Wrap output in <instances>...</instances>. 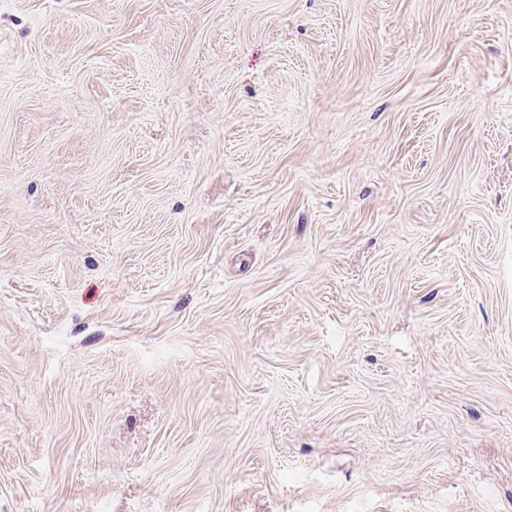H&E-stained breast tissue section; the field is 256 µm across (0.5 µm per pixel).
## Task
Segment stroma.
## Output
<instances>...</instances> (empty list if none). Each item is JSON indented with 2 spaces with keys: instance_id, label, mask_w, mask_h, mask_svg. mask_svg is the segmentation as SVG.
I'll return each mask as SVG.
<instances>
[{
  "instance_id": "stroma-1",
  "label": "stroma",
  "mask_w": 512,
  "mask_h": 512,
  "mask_svg": "<svg viewBox=\"0 0 512 512\" xmlns=\"http://www.w3.org/2000/svg\"><path fill=\"white\" fill-rule=\"evenodd\" d=\"M0 512H512V0H0Z\"/></svg>"
}]
</instances>
